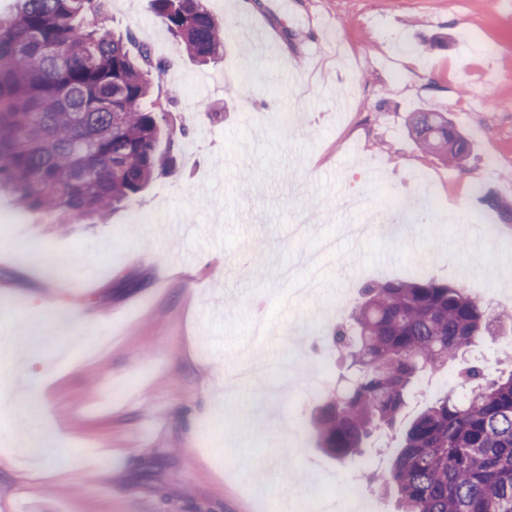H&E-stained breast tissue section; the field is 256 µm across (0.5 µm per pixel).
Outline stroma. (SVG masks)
Returning <instances> with one entry per match:
<instances>
[{
  "label": "stroma",
  "mask_w": 512,
  "mask_h": 512,
  "mask_svg": "<svg viewBox=\"0 0 512 512\" xmlns=\"http://www.w3.org/2000/svg\"><path fill=\"white\" fill-rule=\"evenodd\" d=\"M205 4L229 33L201 65L152 0H112V30L164 62L191 131L170 173L101 223L0 189V337L26 342L35 382L0 437V512H267L345 495L365 465L386 471L460 366L422 379L396 426L340 462L314 421L350 372L312 329L347 321L337 306L369 281L448 280L489 314L512 309V223L479 200L512 202V0H296L305 28L266 0ZM420 110L470 139L462 166L421 151L407 131ZM399 203L406 234L344 236ZM172 224L199 230L171 240ZM58 250L74 258L63 288L42 271ZM258 308L268 332L252 342ZM468 358L512 371V329ZM50 417L67 445L34 475L20 450Z\"/></svg>",
  "instance_id": "obj_1"
}]
</instances>
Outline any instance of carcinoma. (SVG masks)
<instances>
[{
  "label": "carcinoma",
  "instance_id": "obj_1",
  "mask_svg": "<svg viewBox=\"0 0 512 512\" xmlns=\"http://www.w3.org/2000/svg\"><path fill=\"white\" fill-rule=\"evenodd\" d=\"M185 51L206 64L226 28L204 0H152ZM110 0H15L0 18V184L24 209L104 216L175 164L174 119L163 67L135 37L108 27ZM422 151L456 165L470 141L442 114L412 113ZM168 149L157 151L162 136ZM482 202L505 224L512 204ZM333 348L352 369L348 390L316 418L319 446L336 460L391 429L417 381L492 334L483 304L458 284L433 279L368 283ZM460 392L420 412L382 483L400 512H512V372L467 368Z\"/></svg>",
  "mask_w": 512,
  "mask_h": 512
}]
</instances>
